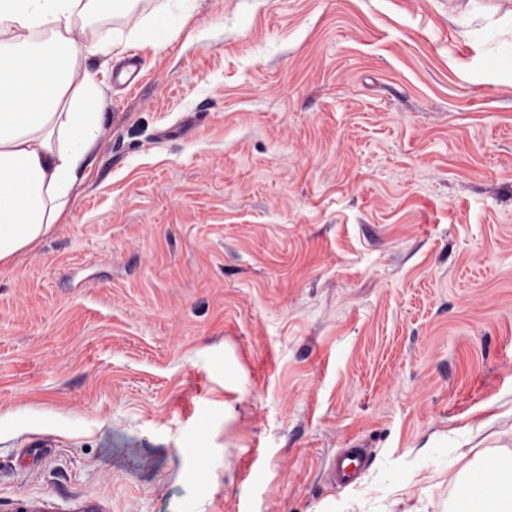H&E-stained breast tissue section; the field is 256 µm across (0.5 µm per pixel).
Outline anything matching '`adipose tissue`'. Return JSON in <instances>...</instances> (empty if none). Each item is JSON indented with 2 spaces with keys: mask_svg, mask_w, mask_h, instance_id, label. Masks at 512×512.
Instances as JSON below:
<instances>
[{
  "mask_svg": "<svg viewBox=\"0 0 512 512\" xmlns=\"http://www.w3.org/2000/svg\"><path fill=\"white\" fill-rule=\"evenodd\" d=\"M193 8L162 0L114 35L101 27V0H0V267L35 248L67 208L100 133V73L134 45L165 49ZM88 31L94 39L81 41ZM449 512H512V469L486 462L457 485Z\"/></svg>",
  "mask_w": 512,
  "mask_h": 512,
  "instance_id": "obj_1",
  "label": "adipose tissue"
}]
</instances>
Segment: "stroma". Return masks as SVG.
<instances>
[{
    "mask_svg": "<svg viewBox=\"0 0 512 512\" xmlns=\"http://www.w3.org/2000/svg\"><path fill=\"white\" fill-rule=\"evenodd\" d=\"M486 28L512 41V0H195L137 48L70 207L0 268V512H448L511 461ZM367 467L366 452L362 448H345L330 466L331 476L339 482L350 484L360 478ZM453 451L449 448H435L430 451L426 457L415 458L406 468L402 470L388 469L382 475L383 482L390 487H398L402 484L412 482L422 470L427 468L428 464L434 459L445 458L452 455Z\"/></svg>",
    "mask_w": 512,
    "mask_h": 512,
    "instance_id": "1",
    "label": "stroma"
}]
</instances>
